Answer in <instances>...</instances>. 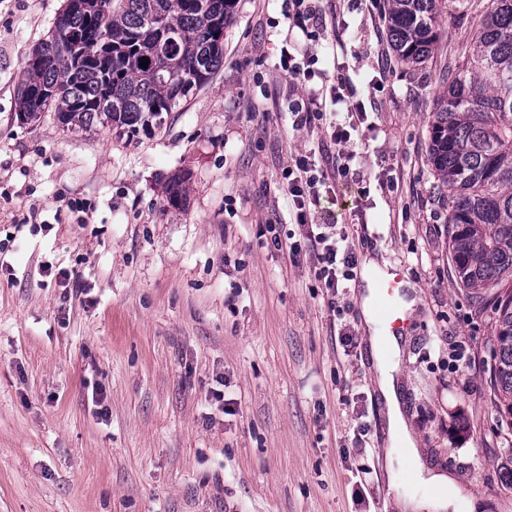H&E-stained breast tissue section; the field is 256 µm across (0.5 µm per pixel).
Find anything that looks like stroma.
<instances>
[{
  "instance_id": "stroma-1",
  "label": "stroma",
  "mask_w": 512,
  "mask_h": 512,
  "mask_svg": "<svg viewBox=\"0 0 512 512\" xmlns=\"http://www.w3.org/2000/svg\"><path fill=\"white\" fill-rule=\"evenodd\" d=\"M236 0L224 64L133 139L16 119L30 48L63 0H0V512H397V451L373 381L361 277L328 300L281 169L321 138L295 100L345 78L374 108L354 137L360 184L319 224L415 284L401 340L403 410L456 512H512V424L491 390L494 323L460 287L427 159L430 115L467 23L419 65L390 46L387 0ZM322 78L294 83L282 49ZM186 174L183 206L166 200ZM352 336L338 340L339 330ZM468 355L471 368L457 364ZM313 0H292L294 13L292 14V29L298 27L305 32L307 25L312 22L317 24L322 23V15L315 6H312ZM307 22V23H306Z\"/></svg>"
}]
</instances>
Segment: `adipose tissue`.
<instances>
[{"label":"adipose tissue","instance_id":"ef3b65f1","mask_svg":"<svg viewBox=\"0 0 512 512\" xmlns=\"http://www.w3.org/2000/svg\"><path fill=\"white\" fill-rule=\"evenodd\" d=\"M381 272L377 259L367 260L364 268V281L367 288L362 297V309L365 322L371 332L373 370L377 390L385 405L388 438L391 447L401 449L413 467L418 481L433 491L431 500L406 497L399 499L397 506L400 512H424L425 508L431 506L438 508L439 512H444L445 508L453 504L452 491L455 480L449 474L427 467L422 461L414 434L402 409L395 363L401 350L400 342L398 337L382 334L377 327L374 285L377 275Z\"/></svg>","mask_w":512,"mask_h":512}]
</instances>
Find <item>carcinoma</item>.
Listing matches in <instances>:
<instances>
[{"label":"carcinoma","instance_id":"carcinoma-1","mask_svg":"<svg viewBox=\"0 0 512 512\" xmlns=\"http://www.w3.org/2000/svg\"><path fill=\"white\" fill-rule=\"evenodd\" d=\"M388 34L405 63L435 51L443 20L465 18L469 44L448 61L429 125L428 162L448 191L449 256L457 283L494 315L492 387L512 416V0H388ZM235 0H64L24 61L16 118L52 112L63 129L134 134L160 127L224 62ZM148 58V68L139 66ZM172 178L168 204L185 199Z\"/></svg>","mask_w":512,"mask_h":512}]
</instances>
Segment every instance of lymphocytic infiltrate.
Wrapping results in <instances>:
<instances>
[{
  "instance_id": "obj_1",
  "label": "lymphocytic infiltrate",
  "mask_w": 512,
  "mask_h": 512,
  "mask_svg": "<svg viewBox=\"0 0 512 512\" xmlns=\"http://www.w3.org/2000/svg\"><path fill=\"white\" fill-rule=\"evenodd\" d=\"M331 103L345 106L348 115L358 121L366 119L364 102L357 100L355 90L346 81H338L326 92L315 91L304 98L303 109L294 113L293 123L306 128L322 126L324 136L334 150L320 165L307 154H296L281 170L282 185L292 198L294 219L303 227L305 234L304 242L292 243L290 249L296 256L306 250L313 253L315 276L330 296L336 294L341 280L352 277L358 258L352 246H338L329 234L315 231L311 216L323 194L334 193L339 186L362 177L360 170L352 165L353 154L345 149L351 137L350 130L343 123L324 120L327 106Z\"/></svg>"
}]
</instances>
